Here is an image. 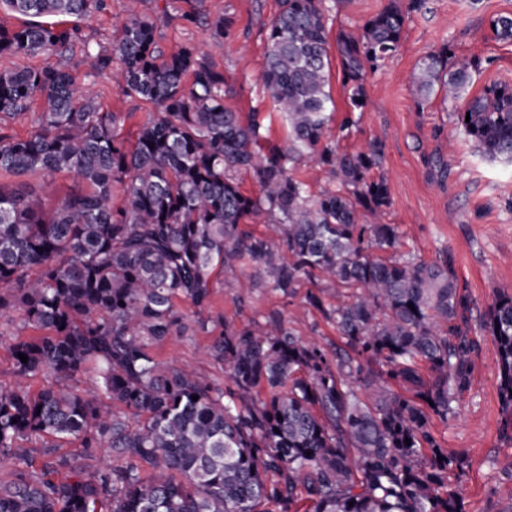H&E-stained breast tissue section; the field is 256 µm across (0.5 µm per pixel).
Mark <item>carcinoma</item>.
<instances>
[{"label": "carcinoma", "instance_id": "obj_1", "mask_svg": "<svg viewBox=\"0 0 512 512\" xmlns=\"http://www.w3.org/2000/svg\"><path fill=\"white\" fill-rule=\"evenodd\" d=\"M143 2L125 0L120 28L92 43L79 26L45 18L87 20L112 0H0L29 18L0 21V57L44 58L0 70V174L66 171L88 186L45 218L23 185L0 184V311L17 307L42 332L13 346L14 381L0 384V458L12 461L0 476V512H466L449 482L461 460L432 422L453 419L471 385L478 345L468 297L451 256L428 263L400 253L397 226L381 222L389 190L371 172L382 143L347 153L327 140L325 0H282L267 25L261 80L288 138L263 154L265 128L224 105V70L209 46L165 53ZM421 6L388 0L361 34L338 33L351 111L364 107L367 70L399 50ZM210 28L228 38L232 20L216 17ZM492 28L512 39V16ZM77 53L90 67L81 91L70 68ZM471 67L446 44L422 56L411 75L416 104L438 92L467 99L456 113L463 134L488 158L512 162V87L470 98ZM102 79L153 107L132 142L122 113L100 107ZM38 101L29 135L8 133L6 122ZM304 161L333 188L311 194L293 175ZM238 170L252 173L256 191L241 189ZM262 215L268 234L246 229ZM247 267L289 297L333 282L336 301L320 288L303 299L347 349L303 342L270 315L254 327L224 324L207 347L226 385L159 362L152 345L211 333L200 313L213 272L236 280ZM483 328L512 431L511 295L495 299ZM39 373L68 386L33 396L26 383ZM69 440L88 457L107 448L112 463L75 465L56 454ZM33 441L44 442L37 469Z\"/></svg>", "mask_w": 512, "mask_h": 512}]
</instances>
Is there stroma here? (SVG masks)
<instances>
[{
    "label": "stroma",
    "mask_w": 512,
    "mask_h": 512,
    "mask_svg": "<svg viewBox=\"0 0 512 512\" xmlns=\"http://www.w3.org/2000/svg\"><path fill=\"white\" fill-rule=\"evenodd\" d=\"M387 2L346 0L339 5L326 0L328 45H335L339 30L361 33L364 23ZM167 3L163 12L157 0H144L141 6L155 20L158 42L167 52L186 43L210 41L207 19L232 18L231 37L210 48L224 70L228 90L224 103L245 116L259 113L272 142L285 139L287 125L260 79L266 63V24L281 11V0H205L206 19L196 24L181 20L183 0ZM501 15H512V0H424L423 7L410 14L398 52L368 74L362 111L349 110V92L338 62H331L329 73L335 103L330 130H337L345 118L354 120L339 150L353 153L373 140L381 141L380 172L390 193L385 223L398 225L403 251L421 260L430 262L451 253L459 283L471 301L474 335L480 342L471 386L452 420L432 423L441 446L465 457L462 472L450 482L466 512H512V500L498 491L499 486H512V437L503 431L497 350L481 328L495 298L512 294V164L475 150L455 121L461 104L436 96L416 105L409 77L423 55L445 43L455 56L474 61L471 94L493 84L512 86V40L496 38L491 25ZM24 182L47 216L66 195L86 188L68 172L51 177L34 172ZM273 311L280 312L286 327L302 340L325 347L340 342L334 326L306 307L302 296H283L257 274L243 275L238 286L215 277L212 305L202 316L243 327ZM0 322L8 326L0 335V384H7L12 379L13 345L35 332L25 327L24 315L17 309L1 312ZM213 340L210 334L173 336L153 345L152 352L165 364L190 366L221 382L222 366L204 353Z\"/></svg>",
    "instance_id": "1"
}]
</instances>
